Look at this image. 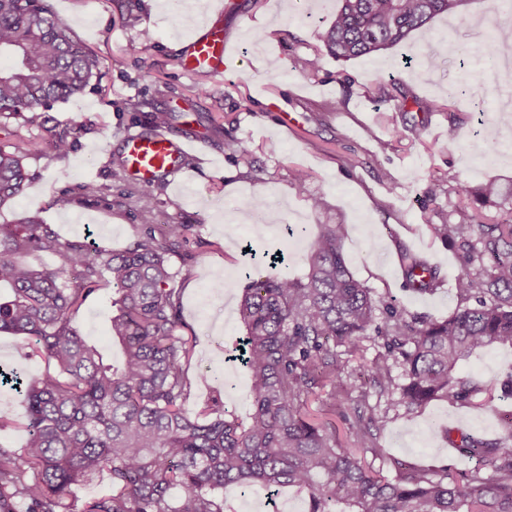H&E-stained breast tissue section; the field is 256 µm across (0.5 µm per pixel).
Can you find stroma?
<instances>
[{
  "label": "stroma",
  "mask_w": 512,
  "mask_h": 512,
  "mask_svg": "<svg viewBox=\"0 0 512 512\" xmlns=\"http://www.w3.org/2000/svg\"><path fill=\"white\" fill-rule=\"evenodd\" d=\"M51 3L98 55L100 71L82 95L53 108L54 129L67 133L71 149L64 156L32 152L26 190L0 207V224L36 210L61 241L117 251L147 226L187 225L189 242L169 263L184 274L183 320L197 338L190 372L210 377L196 386L188 412L211 398L230 410L249 404L245 373L224 355L240 334L236 307L246 262L241 245H250L260 261L267 250L285 244L288 256L276 271L297 278L305 272L304 257L320 225L343 224L347 265L375 297L412 314L440 318L454 312L458 298L452 286L434 293L405 288L399 250L409 248L452 276L455 251L432 238L427 223L459 221V184L512 180V140L494 123L507 93L481 73L487 36L495 26L512 23L511 11L494 9V0H470L463 16L434 20L437 39L470 49L466 65L453 55L427 65L428 48L417 36L384 54L342 64L326 55L321 39L338 0H242L241 9L224 18L231 66L214 77L185 75L178 57L181 44L219 0ZM146 34L151 37L146 50L129 53L128 45ZM314 52L321 55L319 71L299 74L296 59ZM342 70L351 83L339 80ZM389 75L427 105L423 142L403 134L401 112L372 97L377 80ZM456 86L466 93L449 101L448 90ZM446 103L451 113L442 112ZM156 112L170 114V136L195 132L208 142L191 151L181 173L155 184L156 203L147 211L139 203L141 184L117 162L119 135L152 132ZM452 113L458 117L454 125L448 122ZM490 139L496 152L486 149ZM349 156L356 166L346 164ZM299 169L310 175L302 189L294 179ZM432 179L444 188L434 204L424 194ZM87 180L107 186V198L83 199L65 211L55 206L60 191ZM315 197L323 199V210L312 209ZM258 202L270 207L268 224H245L244 213ZM107 295L103 289L90 296L77 323L104 354L117 359L121 349L109 334ZM511 414V398L482 408L433 402L410 419L393 415L376 435V451L361 457L389 478L403 467L457 478L477 462L452 449L446 429L494 439ZM224 497L233 512L308 508L307 495L292 488L270 498L230 486Z\"/></svg>",
  "instance_id": "obj_1"
}]
</instances>
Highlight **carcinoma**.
Wrapping results in <instances>:
<instances>
[{
    "mask_svg": "<svg viewBox=\"0 0 512 512\" xmlns=\"http://www.w3.org/2000/svg\"><path fill=\"white\" fill-rule=\"evenodd\" d=\"M323 39L338 62L376 56L430 23L456 15L469 0H339ZM512 42V26L497 27L484 61ZM18 58L0 71V129L14 141L0 145V206L20 196L29 181L25 161L34 143L21 130L43 125L45 111L82 94L100 60L54 13L50 0H0V54ZM317 54L295 69L313 75ZM380 102L408 113L417 97L396 79L377 82ZM462 220L427 225L430 235L459 254L453 278L458 308L446 318L417 317L382 303L348 268L344 224H323L305 255L301 278L245 268L237 304L243 335L235 360L250 382L243 415L215 402L194 416L185 403L196 336L182 334V288L169 255L186 242L187 225L168 224L161 235L147 227L125 249L62 242L37 211L0 224V333L27 341L57 374L26 377L0 370V387L26 410L27 440L19 451L0 446V512H228L224 488L268 493L285 487L308 495V512H512V418L507 435L486 440L462 432L448 440L463 456L490 465L459 479L409 470L389 479L343 446L326 409L309 410L326 387L344 390L345 353L377 346L367 364L377 398L357 405L348 435L375 448V433L390 412L409 417L432 401L480 407L502 392L512 395V374L482 382L461 373L471 358L512 347V213L490 219L485 208L512 204V185L495 181L459 186ZM50 253L57 265L29 257ZM399 263L405 286L431 293L444 287L441 270L406 248ZM112 284L111 336L123 350L114 364L86 340L75 318L100 283ZM401 369L399 377L393 369ZM109 487L74 507V487L100 473Z\"/></svg>",
    "mask_w": 512,
    "mask_h": 512,
    "instance_id": "cac0c4a2",
    "label": "carcinoma"
}]
</instances>
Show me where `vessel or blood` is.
<instances>
[{"mask_svg": "<svg viewBox=\"0 0 512 512\" xmlns=\"http://www.w3.org/2000/svg\"><path fill=\"white\" fill-rule=\"evenodd\" d=\"M228 61L227 35L215 15L211 16L202 34L187 39L179 57L180 67L188 75L206 72L223 76ZM120 141L127 170L145 186L178 172L185 155L201 143L197 137L176 142L161 132L145 134L135 131L122 133Z\"/></svg>", "mask_w": 512, "mask_h": 512, "instance_id": "b4317fda", "label": "vessel or blood"}]
</instances>
